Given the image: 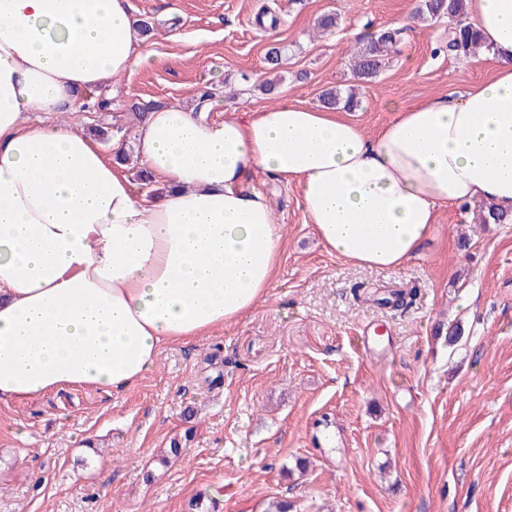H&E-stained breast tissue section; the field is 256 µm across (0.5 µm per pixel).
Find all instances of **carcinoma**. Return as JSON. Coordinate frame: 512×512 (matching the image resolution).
Returning <instances> with one entry per match:
<instances>
[{"label":"carcinoma","instance_id":"obj_1","mask_svg":"<svg viewBox=\"0 0 512 512\" xmlns=\"http://www.w3.org/2000/svg\"><path fill=\"white\" fill-rule=\"evenodd\" d=\"M466 0H419L414 17L428 22L448 19V54L461 62H467L484 50L477 31L463 24ZM397 31L383 30L361 42L352 54V73L359 81L376 78L385 67L388 56L396 51ZM324 104L352 110L357 106L354 95L345 96L339 91H328L322 96ZM476 220L480 224H503L504 213L488 203L478 206Z\"/></svg>","mask_w":512,"mask_h":512}]
</instances>
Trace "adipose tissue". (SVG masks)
<instances>
[{"mask_svg":"<svg viewBox=\"0 0 512 512\" xmlns=\"http://www.w3.org/2000/svg\"><path fill=\"white\" fill-rule=\"evenodd\" d=\"M465 20L494 76L391 104L372 136L343 111L296 104L220 123L152 110L135 151L164 191L148 196L61 120L150 60L127 0H0V400L127 388L163 344L254 310L284 246L265 196L245 187L254 171L299 190L327 250L376 269L415 256L443 208L512 214V0H466Z\"/></svg>","mask_w":512,"mask_h":512,"instance_id":"ef3b65f1","label":"adipose tissue"}]
</instances>
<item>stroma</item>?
<instances>
[{"mask_svg":"<svg viewBox=\"0 0 512 512\" xmlns=\"http://www.w3.org/2000/svg\"><path fill=\"white\" fill-rule=\"evenodd\" d=\"M150 17L157 61L100 88L72 114L134 145L132 106L194 104L213 122L282 101L319 107L354 88L367 134L391 103L457 94L490 79L462 63L448 23L414 20L417 0H128ZM340 25L317 34L321 14ZM411 16L376 79L354 81L351 50ZM287 46L273 93L264 58ZM240 89L234 102L225 86ZM286 239L270 288L240 320L164 345L123 390L63 388L0 400V512H512V223L443 209L403 266L379 271L329 252L296 189L258 171ZM464 334L449 344V325ZM180 455L161 467L171 438Z\"/></svg>","mask_w":512,"mask_h":512,"instance_id":"35a3bbf8","label":"stroma"}]
</instances>
